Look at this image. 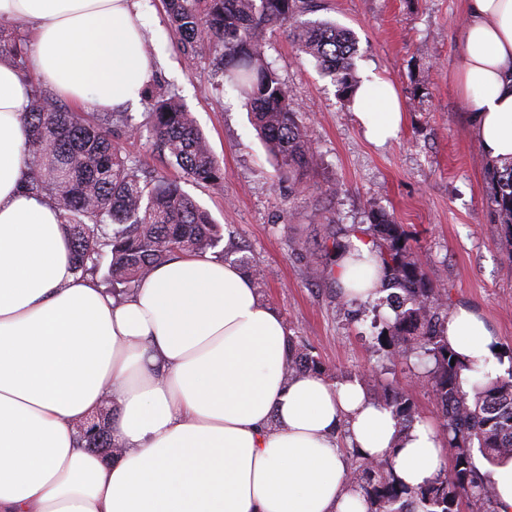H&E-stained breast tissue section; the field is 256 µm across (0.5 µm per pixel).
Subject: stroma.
Returning a JSON list of instances; mask_svg holds the SVG:
<instances>
[{
    "label": "stroma",
    "instance_id": "1",
    "mask_svg": "<svg viewBox=\"0 0 512 512\" xmlns=\"http://www.w3.org/2000/svg\"><path fill=\"white\" fill-rule=\"evenodd\" d=\"M313 17L350 30L356 78L390 81L404 105L395 140L363 134L350 101L331 78L298 54L286 31L265 55L291 91V106L318 157L302 185L280 179L246 109L213 88V55L187 67L161 0H144L147 37L158 65L151 91L175 96L192 112L224 169V190L196 183L154 150L148 138H112L130 159L178 183L205 207L223 237V259L247 254L267 281L261 298L281 314L290 335L307 344L334 380L365 387L392 382L419 419L436 420L430 385L404 360H381L371 341L372 306L340 307L331 270L338 247L364 233L377 212L401 224L422 269L449 311L470 306L512 349V240L500 226L489 161L470 131L454 76L463 0H317Z\"/></svg>",
    "mask_w": 512,
    "mask_h": 512
}]
</instances>
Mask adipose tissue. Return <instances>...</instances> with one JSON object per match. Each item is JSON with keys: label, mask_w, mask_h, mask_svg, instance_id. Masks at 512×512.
<instances>
[{"label": "adipose tissue", "mask_w": 512, "mask_h": 512, "mask_svg": "<svg viewBox=\"0 0 512 512\" xmlns=\"http://www.w3.org/2000/svg\"><path fill=\"white\" fill-rule=\"evenodd\" d=\"M0 20L31 28V75L75 105L121 112L153 80L140 0H0ZM457 50L472 135L511 158L512 0H465ZM30 92L0 57V512H366L348 450L412 488L445 469L431 423L401 429L354 379L286 376L287 327L238 266L178 255L118 298L76 274L59 211L22 190ZM354 109L371 142L397 138L390 83H359ZM333 275L344 299L376 298L378 249L353 239ZM444 339L496 360L473 309ZM107 402L111 460L77 434Z\"/></svg>", "instance_id": "obj_1"}]
</instances>
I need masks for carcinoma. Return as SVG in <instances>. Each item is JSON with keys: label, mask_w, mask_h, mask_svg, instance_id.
<instances>
[{"label": "carcinoma", "mask_w": 512, "mask_h": 512, "mask_svg": "<svg viewBox=\"0 0 512 512\" xmlns=\"http://www.w3.org/2000/svg\"><path fill=\"white\" fill-rule=\"evenodd\" d=\"M184 58L194 65L202 36L212 42L213 87L228 89L252 114L275 157L280 178L301 184L317 164L305 127L291 108V96L265 56L266 35L286 28L296 50L328 71L342 96L353 95L355 40L329 21L302 16L313 0H163ZM0 56L26 71L24 39L9 23H0ZM30 128L24 189L50 199L61 212L70 240L75 271L96 276L109 261L112 295L131 293L139 280L175 254L203 255L216 249L222 236L209 213L178 184L123 154L112 141V125L130 136L147 129L173 164L214 191L224 186V169L189 112L176 98L158 93L140 123L126 112L89 113L68 109L48 90L34 87L26 107ZM505 236L512 240V159L489 169ZM367 233L384 241L380 258L387 284L401 291L402 305L385 303L394 318L373 307L371 327L378 350L389 358H415L438 401L448 437L451 469L433 482L410 490L394 477L388 462L359 460L350 480L362 493L367 512H459L465 501L477 512H498L486 474L473 462L478 447L492 464L512 459V369L492 374L476 361L456 358L442 334L448 323L447 302L414 258L408 235L389 215H373ZM289 376L326 375L306 345L288 337ZM472 378L471 391L462 375ZM375 401L395 412L406 426L416 420L413 403L391 382H380ZM86 448L112 447V410L97 413L79 431Z\"/></svg>", "instance_id": "carcinoma-1"}]
</instances>
